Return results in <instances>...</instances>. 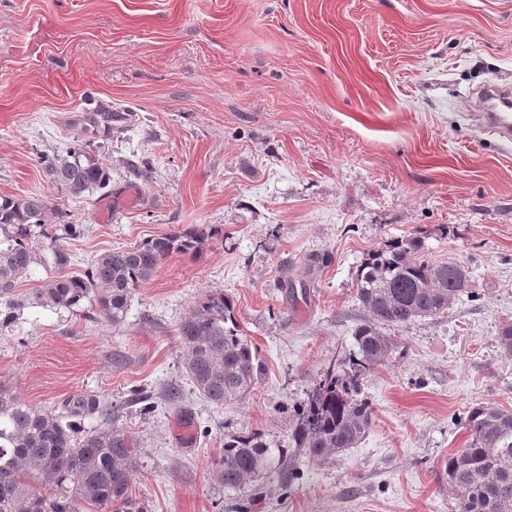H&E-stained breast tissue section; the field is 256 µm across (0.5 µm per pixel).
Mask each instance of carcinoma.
<instances>
[{"label": "carcinoma", "mask_w": 512, "mask_h": 512, "mask_svg": "<svg viewBox=\"0 0 512 512\" xmlns=\"http://www.w3.org/2000/svg\"><path fill=\"white\" fill-rule=\"evenodd\" d=\"M58 189L72 195L108 187L110 169L73 134L65 154L39 155ZM58 210L38 194L0 196V329L10 327L28 305L64 309L75 316L97 311L112 325L126 320L132 291L149 280L174 253L194 255L210 237L198 225L163 234L100 256L82 274L68 271L64 236L51 231ZM53 276L26 297H12L18 280L38 267ZM468 270L453 261L436 262L424 253L418 235L391 238L365 254L355 275L356 299L366 317L354 346L336 353L322 369L307 399L293 409L288 447L320 462L353 448L370 427L373 410L362 398L367 372L395 350L379 326H403L441 317L467 292ZM184 369L209 402L243 403L262 374L259 352L240 330L233 301L222 292L199 300L178 326ZM95 425L85 429L84 421ZM465 446L448 456L445 472L455 512H512V411L478 406L465 423ZM135 441L112 427V406L96 395L69 397L63 411L34 407L0 390V512H145L132 494ZM257 430L224 439L214 471L218 484L240 490L271 468L292 466V458Z\"/></svg>", "instance_id": "cac0c4a2"}]
</instances>
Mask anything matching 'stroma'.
<instances>
[{
	"mask_svg": "<svg viewBox=\"0 0 512 512\" xmlns=\"http://www.w3.org/2000/svg\"><path fill=\"white\" fill-rule=\"evenodd\" d=\"M489 82L512 84V0H0V195L59 202L77 227L71 271L215 230L134 289L121 325L26 308L0 332V388L52 410L85 391L110 403L139 448L147 512H453L444 463L468 410H512L498 338L512 323V146L470 116ZM101 105L129 117L83 133L111 183L60 196L36 155L63 153ZM420 228L431 259L469 269L472 294L382 327L397 349L364 381L362 439L219 486L225 438L287 444V407L352 347L364 254ZM315 253L324 268L308 269ZM212 291L264 364L242 404L210 403L183 368L177 327Z\"/></svg>",
	"mask_w": 512,
	"mask_h": 512,
	"instance_id": "35a3bbf8",
	"label": "stroma"
}]
</instances>
